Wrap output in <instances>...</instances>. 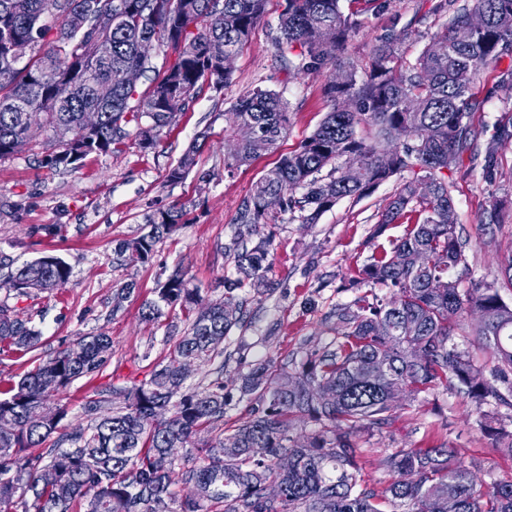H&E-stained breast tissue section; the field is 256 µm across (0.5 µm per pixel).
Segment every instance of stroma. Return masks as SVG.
<instances>
[{"label":"stroma","mask_w":512,"mask_h":512,"mask_svg":"<svg viewBox=\"0 0 512 512\" xmlns=\"http://www.w3.org/2000/svg\"><path fill=\"white\" fill-rule=\"evenodd\" d=\"M434 2L390 0L388 9L379 12L367 8L364 0H340L342 12L353 22L341 60L358 71L368 70L372 50L387 29L396 22L414 21L423 37L401 48L404 60L414 61L425 37L444 27L445 16L430 12ZM282 9L283 0H268L264 17L233 60L229 83L220 89L203 87L154 148L137 145V127L131 124L121 144L88 156L80 168L51 169L45 165L53 150L51 133L37 128L18 153L0 158V258L18 265L54 255L71 268L63 288L24 303L26 317L43 332L41 354L52 353L79 334L104 330L112 338V358L103 372L75 381L63 393L69 412L62 431L86 425L81 405L93 391L142 381L165 355L169 327H185V316L177 309L155 323L141 318L142 303L174 268L186 271L205 299H223L224 280L235 270L225 247L238 230L240 200L280 156L310 136L330 110L324 87L335 65L293 76L280 65L271 34ZM511 69L510 58L489 61L472 85L473 94L484 102L483 111L470 116L481 140H489L500 124L512 122V80L507 77ZM257 86L275 90L286 103L288 134L275 150L241 165L234 176H225L226 140L240 136L231 111L240 96ZM203 131L209 138L196 155L194 169L182 182H167L168 170ZM445 175L468 263L450 277L463 291L500 286L499 264L512 253V216L494 224L490 210L499 200L512 208V140L500 143L494 174H486L481 161L466 154ZM401 182L396 176L361 199H342L314 224L271 210L260 230L269 242L268 290L249 305L244 327L233 331L248 346L244 363L276 355L301 357L303 349L321 347L333 338L323 319L334 306L359 296L386 295L379 284L351 289L347 283L376 247L390 246L404 235L402 223L388 226L382 235L373 233ZM186 201L195 204L187 223L157 244L149 262H116L114 249L120 242L147 232V213ZM129 281L135 282V293L115 302L116 289ZM354 443L365 483L378 490L395 478L382 467L383 458L399 448L441 445L457 451L479 484L512 481V455L493 445L470 402L450 391L439 389L403 404L387 429L357 434Z\"/></svg>","instance_id":"stroma-1"}]
</instances>
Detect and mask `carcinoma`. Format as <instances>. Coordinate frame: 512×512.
Wrapping results in <instances>:
<instances>
[{
  "label": "carcinoma",
  "mask_w": 512,
  "mask_h": 512,
  "mask_svg": "<svg viewBox=\"0 0 512 512\" xmlns=\"http://www.w3.org/2000/svg\"><path fill=\"white\" fill-rule=\"evenodd\" d=\"M265 0H112V24L91 33L112 43V56L91 61L79 55L82 34L74 15H90L103 0H0V158L18 152L30 137L26 113L44 115L56 150L45 163L74 166L106 152L140 124L138 145L154 147L163 130L206 85L223 86L232 76L221 54H236L260 21ZM444 30L430 37L415 63H396L398 46L416 34L407 24L379 40L368 72L360 75L338 56L352 28L338 0H285L272 44L284 70L318 72L337 63L336 79L325 86L330 112L301 146L283 156L244 197L236 223L246 228L225 250L235 258V278L224 280V299L206 303L187 273L177 268L141 307L155 322L178 307L187 327L172 342L148 378L132 387L112 386L83 404L86 427L59 432L67 415L60 395L80 378L104 370L112 338L100 331L75 336L49 355H37L42 331L21 317L20 308L0 305V352L33 354V367L0 390V512H422L434 500L448 512V485L456 489L459 512H512V483L476 484L452 448H403L383 460L398 474L386 488L361 483L350 435L380 431L391 423L399 398L415 401L438 389L451 390L480 410L489 403L512 414V304L496 288L462 293L448 272L467 265L448 181L442 170L477 148L469 114L484 101L470 93L480 68L512 56V0H438ZM479 12L484 25L472 29ZM146 37L174 57L146 92L119 82L123 69L146 73L153 61L139 53ZM25 39L30 57L17 63L12 45ZM300 46V53L289 57ZM71 97L52 95L58 80ZM352 109L343 108L344 101ZM100 110L96 129L81 116ZM236 125L250 124L264 139L236 140L224 156V173L261 150H274L288 132V111L279 94L256 89L233 108ZM147 125H141L142 119ZM512 138L507 125L484 149L486 167L496 161L497 140ZM195 166V150L168 170L166 181L184 180ZM327 174H322V171ZM407 180L380 214L375 234L400 218L414 216L391 248L373 252L352 285L381 284L386 299L359 296L325 315L336 339L299 360L269 357L240 376L246 414L224 426L233 396L224 391V367L232 353L224 341L244 324L253 296L264 287L269 241L250 245V236L276 205L303 224H314L343 198L360 199L396 174ZM433 193L422 197L418 184ZM194 203L183 202L146 214L151 229L120 243L118 260L145 263L156 244L186 223ZM70 267L57 256L26 262L6 277L14 299L65 285ZM481 316L476 335L491 351V379L470 352L459 348L448 308ZM386 358L388 370L378 367ZM207 368V379L190 382L184 366ZM334 392L322 402L317 388ZM121 399L115 404L112 397ZM32 403L51 411L41 427L28 424ZM484 430L512 453V433ZM311 422L310 431L297 424ZM182 448L181 459L167 458ZM293 459L284 471L282 456ZM56 477L46 482L40 469ZM181 484L182 495L172 486Z\"/></svg>",
  "instance_id": "obj_1"
}]
</instances>
